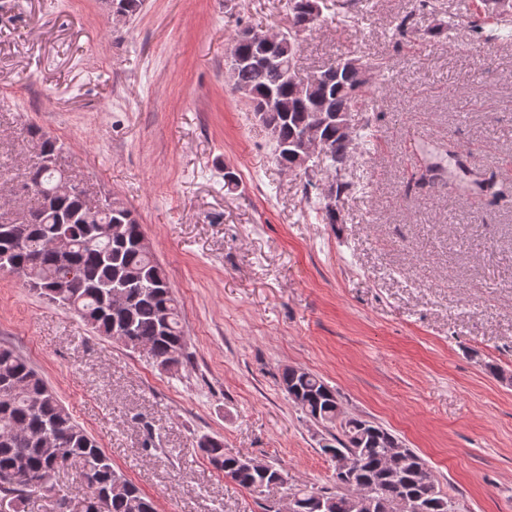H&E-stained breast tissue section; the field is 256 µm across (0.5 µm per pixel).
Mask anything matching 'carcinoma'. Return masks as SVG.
Here are the masks:
<instances>
[{
    "label": "carcinoma",
    "instance_id": "carcinoma-1",
    "mask_svg": "<svg viewBox=\"0 0 512 512\" xmlns=\"http://www.w3.org/2000/svg\"><path fill=\"white\" fill-rule=\"evenodd\" d=\"M484 12L468 21L479 35L492 20L512 14V0H482ZM326 0H294L288 29L276 54L279 63L255 65L250 59L266 48L236 35L231 51L242 57L233 88L243 92L249 107L270 130L275 158L282 167L295 164L304 130L321 116L319 135L335 172L331 192L320 208L324 224H337V202L351 184L341 171L357 150L354 134L344 132L346 113L361 111L364 101L380 90L378 77L384 62L375 56L348 58L338 69L331 65L302 96L295 91L297 34L321 22ZM37 140L36 162L26 183L41 186L27 194L24 239L17 242L13 222L0 223V271L24 278L26 284L52 302L74 310L101 336L122 346L126 337L113 335V326H127L134 338L150 347L158 364L177 368L190 361L182 311L168 275L153 253L144 250L142 224L124 204L106 197L102 208L90 214L77 196H55L63 174L56 168L57 141L38 127L28 129ZM73 274L75 288H59L61 277ZM122 298L112 309L115 295ZM281 384L288 396L312 420L336 430L333 443L322 445L332 457L353 460L352 484L335 490L299 489L294 492L301 512H360L357 495L370 493L384 505L383 512H455L452 498L437 484L423 483L419 471L427 462L416 451L396 457L395 435L356 416L343 414L336 390L309 371H283ZM198 448L209 463L240 487L262 493L275 485L269 475L238 465L242 458L224 452V441L206 437ZM79 466L87 487L85 512H156L154 501L112 465L96 439L63 406L57 393L28 361L12 349L0 347V503L11 512H24L37 491L53 492L52 475L66 460Z\"/></svg>",
    "mask_w": 512,
    "mask_h": 512
}]
</instances>
